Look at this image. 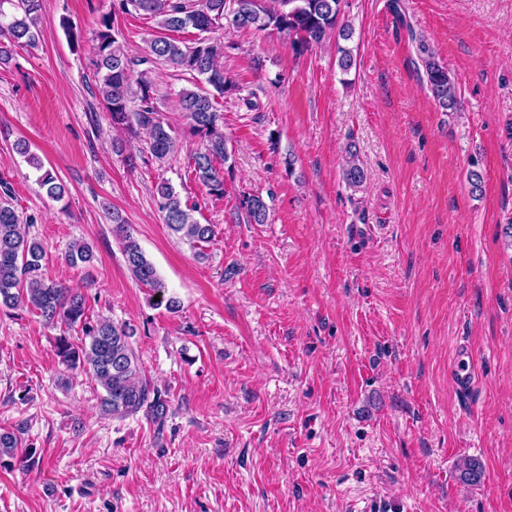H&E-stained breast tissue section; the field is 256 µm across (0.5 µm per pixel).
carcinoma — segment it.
Listing matches in <instances>:
<instances>
[{
  "label": "carcinoma",
  "mask_w": 512,
  "mask_h": 512,
  "mask_svg": "<svg viewBox=\"0 0 512 512\" xmlns=\"http://www.w3.org/2000/svg\"><path fill=\"white\" fill-rule=\"evenodd\" d=\"M344 0H275L276 6L266 8L260 0H119L123 11L133 7L155 19L162 34L151 40L147 55L132 59L120 36L115 32L113 15H100L94 31V76L104 108L112 120V128L134 137H144L147 157L162 162L175 152L180 132L165 118L158 105L157 86L152 79L153 68L166 66L191 75L212 87L182 89L177 93L178 107L190 128L205 139L204 150L192 156L195 179L212 196L224 195V175L215 167L226 160L223 116L217 97L234 87L224 72L225 44L219 39L199 38L188 45L166 35L189 27L207 33L221 25L222 20L239 29L278 31L288 34L296 51L325 42L328 35L348 40L352 29L340 23ZM41 0H0V65L12 59L15 48H32L39 40ZM420 61L430 90L439 106L456 110L458 98L447 67L441 65L423 39H418ZM144 69L136 72L134 67ZM18 154L39 172L38 182L52 199H61L65 189L54 173L30 153L26 142L15 144ZM344 179L352 186L364 179V170L357 154L349 153ZM157 205L164 213L171 232L192 245L211 242L216 226L201 224L194 217L197 205L184 201L168 182L156 186ZM241 206L252 224H265L268 207L258 195L242 199ZM34 218H23L12 203L8 183L0 180V307H26L48 324L67 327L81 326L89 342L80 346L60 336L56 352L61 363L72 371L89 373L103 390L100 409L114 417H126L141 410L156 422H163L168 413V401L142 377L139 357L131 345L134 330L107 318L87 321V299L50 279L44 272L45 250L40 241L29 235L26 227ZM114 233L122 241L126 263L133 277L160 297L166 308L175 312L179 301L165 297L166 287L154 265L146 258L132 237L119 212L112 211ZM66 260L73 266L89 265L94 255L92 247L75 241L68 247ZM22 428L0 431V465L7 462H27L22 451ZM460 476L471 484L481 482L483 468L479 461L468 459Z\"/></svg>",
  "instance_id": "cac0c4a2"
}]
</instances>
